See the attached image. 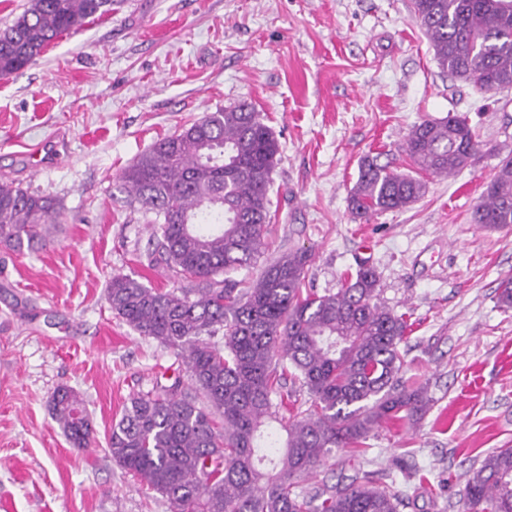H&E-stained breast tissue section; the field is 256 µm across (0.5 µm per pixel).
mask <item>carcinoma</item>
<instances>
[{
    "instance_id": "1",
    "label": "carcinoma",
    "mask_w": 512,
    "mask_h": 512,
    "mask_svg": "<svg viewBox=\"0 0 512 512\" xmlns=\"http://www.w3.org/2000/svg\"><path fill=\"white\" fill-rule=\"evenodd\" d=\"M114 0H29L0 32V78L29 65L86 20L112 16ZM434 57L449 76L482 92L512 88V0H412ZM472 212L487 227L512 225V147ZM279 141L254 106L205 113L137 156L125 191L151 215L148 266L184 286L164 291L112 276V312L168 348L189 381L156 383L130 398L112 424V459L161 495L170 512H400L404 486L370 472L344 486L304 483L338 448L363 455L376 427L414 421L427 386L403 380V317L376 302L378 278L366 261L335 293L303 288L308 250L281 254L249 284L233 278L264 253L269 190ZM405 153L420 173L448 176L483 155L467 118L415 124ZM426 182L364 158L349 196L368 219L408 208ZM60 213L52 197L0 182V247L45 245ZM299 383L308 399L288 421L282 391ZM54 421L75 448L92 425L80 397L57 389ZM461 512H512V448L487 455L468 480Z\"/></svg>"
}]
</instances>
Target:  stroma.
Returning a JSON list of instances; mask_svg holds the SVG:
<instances>
[{"label": "stroma", "mask_w": 512, "mask_h": 512, "mask_svg": "<svg viewBox=\"0 0 512 512\" xmlns=\"http://www.w3.org/2000/svg\"><path fill=\"white\" fill-rule=\"evenodd\" d=\"M243 101L280 142L264 261L309 249L306 286L321 294L370 260L378 302L409 324L405 375L426 383L428 409L365 441L371 470L425 476L403 512H459L472 471L512 448V309L498 302L512 227L471 221L499 156L427 176L405 210L366 221L349 207L364 157L412 173L405 138L423 119L453 112L483 145H512V89L442 73L411 0H120L0 78V180L53 196L62 214L46 247L0 251V512H170L109 452L130 398L179 374L106 301L118 273L178 285L140 261L148 220L123 173L158 139ZM62 387L85 403L86 448L52 418Z\"/></svg>", "instance_id": "1"}]
</instances>
